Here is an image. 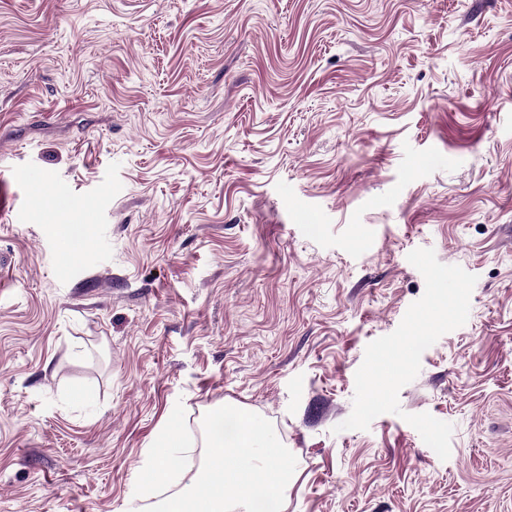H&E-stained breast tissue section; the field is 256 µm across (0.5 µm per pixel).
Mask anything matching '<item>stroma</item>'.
<instances>
[{
	"instance_id": "1",
	"label": "stroma",
	"mask_w": 512,
	"mask_h": 512,
	"mask_svg": "<svg viewBox=\"0 0 512 512\" xmlns=\"http://www.w3.org/2000/svg\"><path fill=\"white\" fill-rule=\"evenodd\" d=\"M0 207V512H124L179 403L192 460L270 421L288 512H512V0H0ZM417 248L468 320L339 430Z\"/></svg>"
}]
</instances>
